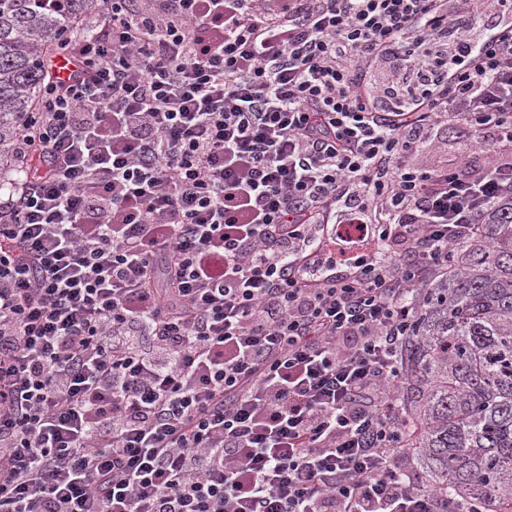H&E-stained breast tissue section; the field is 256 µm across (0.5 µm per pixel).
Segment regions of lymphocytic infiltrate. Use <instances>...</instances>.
<instances>
[{
	"instance_id": "1",
	"label": "lymphocytic infiltrate",
	"mask_w": 512,
	"mask_h": 512,
	"mask_svg": "<svg viewBox=\"0 0 512 512\" xmlns=\"http://www.w3.org/2000/svg\"><path fill=\"white\" fill-rule=\"evenodd\" d=\"M482 2L102 0L0 201V512H447L396 390L413 293L512 199Z\"/></svg>"
}]
</instances>
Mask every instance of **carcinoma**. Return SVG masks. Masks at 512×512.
Returning <instances> with one entry per match:
<instances>
[{
	"mask_svg": "<svg viewBox=\"0 0 512 512\" xmlns=\"http://www.w3.org/2000/svg\"><path fill=\"white\" fill-rule=\"evenodd\" d=\"M101 0H0V185L26 113L47 90L45 59L86 32ZM398 392L421 485L449 506L512 512V203L493 206L448 272L415 297Z\"/></svg>",
	"mask_w": 512,
	"mask_h": 512,
	"instance_id": "obj_1",
	"label": "carcinoma"
}]
</instances>
